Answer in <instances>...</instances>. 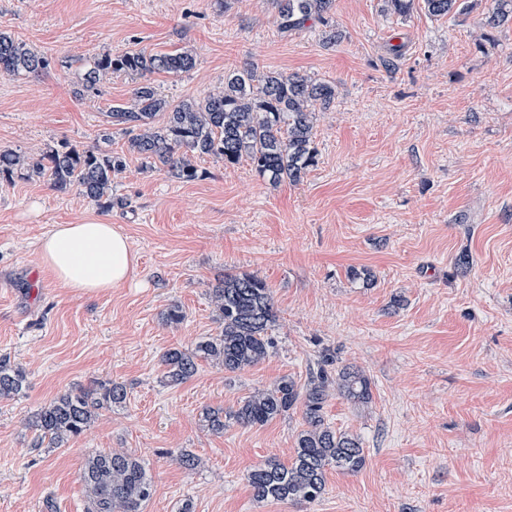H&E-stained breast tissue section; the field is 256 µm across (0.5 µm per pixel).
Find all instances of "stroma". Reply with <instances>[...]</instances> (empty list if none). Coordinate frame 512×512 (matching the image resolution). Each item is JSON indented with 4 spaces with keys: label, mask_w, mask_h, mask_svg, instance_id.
I'll list each match as a JSON object with an SVG mask.
<instances>
[{
    "label": "stroma",
    "mask_w": 512,
    "mask_h": 512,
    "mask_svg": "<svg viewBox=\"0 0 512 512\" xmlns=\"http://www.w3.org/2000/svg\"><path fill=\"white\" fill-rule=\"evenodd\" d=\"M493 4L437 18L334 0L326 22L285 33L272 0H0V29L51 59L29 77L0 75V149H124L106 112L133 81L115 75L98 94L77 92L82 59L102 51L192 49L193 70L155 78L178 101L249 64L336 90L316 111V162L297 184L274 188L248 162L211 157L181 183L131 157L106 209L42 178L0 174V354L27 375L19 396L0 400V512H45L48 500L86 512L83 464L115 448L153 477L143 512H512V22L486 27ZM327 26L343 35L336 45L322 41ZM89 216L122 230L138 268L123 287L78 296L44 269L36 244ZM464 250L473 263L462 274ZM362 267L373 286L352 276ZM244 271L273 291L271 356L239 375L203 362L166 385L162 355L218 333L209 290ZM399 294L406 306L391 309ZM174 304L184 319L169 324ZM325 348L370 378L371 408L336 397L324 408L332 428L361 437L367 464L329 472L315 503H256L247 474L266 457L289 460L301 412L220 435L202 412L234 409L282 375L304 382ZM102 381L125 385L122 407L64 447L32 450L35 413ZM183 450L199 470L179 467Z\"/></svg>",
    "instance_id": "35a3bbf8"
}]
</instances>
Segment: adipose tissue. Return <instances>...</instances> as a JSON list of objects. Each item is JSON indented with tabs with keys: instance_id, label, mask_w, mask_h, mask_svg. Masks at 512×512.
<instances>
[{
	"instance_id": "1",
	"label": "adipose tissue",
	"mask_w": 512,
	"mask_h": 512,
	"mask_svg": "<svg viewBox=\"0 0 512 512\" xmlns=\"http://www.w3.org/2000/svg\"><path fill=\"white\" fill-rule=\"evenodd\" d=\"M43 267L81 296H93L132 281L137 258L114 225L89 219L57 224L37 243Z\"/></svg>"
}]
</instances>
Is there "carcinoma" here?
I'll list each match as a JSON object with an SVG mask.
<instances>
[{
	"instance_id": "cac0c4a2",
	"label": "carcinoma",
	"mask_w": 512,
	"mask_h": 512,
	"mask_svg": "<svg viewBox=\"0 0 512 512\" xmlns=\"http://www.w3.org/2000/svg\"><path fill=\"white\" fill-rule=\"evenodd\" d=\"M420 2L432 17L467 13L476 6L475 0ZM273 4L279 26L294 30L322 18L333 0H273ZM510 20L512 0H497L485 14V24L491 28ZM50 63L36 45L0 30L1 75L26 77L47 69ZM195 65V55L187 48L92 55L79 74L81 91H97L104 78L112 75L136 80L130 98L107 112L112 125L138 130L128 140L127 152L103 151L94 144L49 146L37 157L1 150L0 173L23 171L46 177L56 189H74L104 208L112 207V180L126 169L128 153L137 156L143 167L163 168L180 182L199 178L197 160L205 156L221 159L226 166L245 160L272 187L300 182L315 162L312 106L329 107L335 88L297 74L267 71L259 76L252 67L227 73L223 86L201 98L175 101L148 80L152 74L186 73ZM209 295L222 329L163 355V377L169 385L187 381L202 360L226 372H243L265 362L272 353L278 314L272 290L262 277L251 272L226 273ZM25 383V371L0 357V398H15ZM333 395L367 409L373 402L370 378L353 363L338 364L331 372L322 370L302 385L284 375L254 387L236 409L207 408L203 418L208 431L219 435L232 424L264 426L302 409L304 425L288 462L270 456L250 470L247 481L258 503L311 504L325 494L330 470L353 474L367 461L359 435L325 423L323 409ZM126 399V387L116 382L59 395L32 420L34 447H63L90 426L98 410L120 406ZM82 480L88 490L87 512H141L154 493L145 463L131 451L90 456Z\"/></svg>"
}]
</instances>
